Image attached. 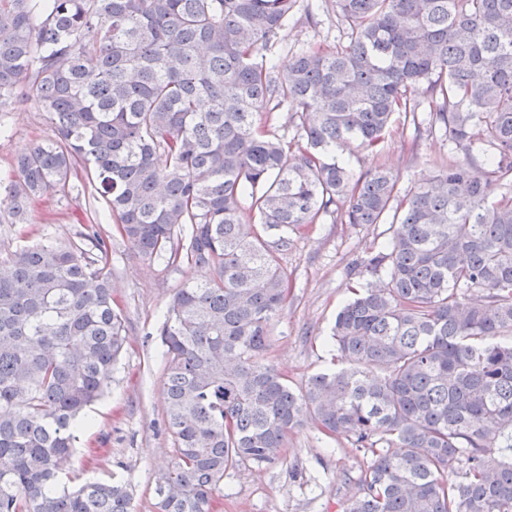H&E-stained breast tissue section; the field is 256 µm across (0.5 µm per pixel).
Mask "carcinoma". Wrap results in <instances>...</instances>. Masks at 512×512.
<instances>
[{
    "instance_id": "cac0c4a2",
    "label": "carcinoma",
    "mask_w": 512,
    "mask_h": 512,
    "mask_svg": "<svg viewBox=\"0 0 512 512\" xmlns=\"http://www.w3.org/2000/svg\"><path fill=\"white\" fill-rule=\"evenodd\" d=\"M297 5L0 0V112L24 83L53 127L15 160L7 223L81 169L141 260L211 270L158 330L157 512H214L226 471L278 462L309 421L372 456L339 512H512V196L488 193L512 180V0H331L347 42L279 76L257 56ZM419 94L455 156L398 202L396 176L346 156ZM283 103L294 151L262 121ZM391 210L328 337L340 367L291 386L269 350L292 233ZM80 238L0 256V512H134L125 482L60 478L127 336L110 240Z\"/></svg>"
}]
</instances>
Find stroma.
Wrapping results in <instances>:
<instances>
[{"label":"stroma","mask_w":512,"mask_h":512,"mask_svg":"<svg viewBox=\"0 0 512 512\" xmlns=\"http://www.w3.org/2000/svg\"><path fill=\"white\" fill-rule=\"evenodd\" d=\"M343 27L333 11L319 9L314 22L295 14L269 51L278 72H285L291 52L312 43H344ZM51 134L45 113L30 102L0 112V181L10 176L15 158ZM448 141L440 131L416 130L411 115L397 113L392 130L377 152L357 151L349 159L354 174L385 164L399 174L398 189L407 193L434 177L448 159ZM83 177H72L68 195L47 196L33 207L28 224H0V255L23 245L66 243L84 230L90 200ZM112 237L109 268L113 298L126 317L128 347L112 374L105 396L87 412L73 458L78 480L119 478L134 491V512H156L155 486L169 466L173 448L164 420L163 347L158 327L169 300L186 282L201 280L208 269L187 264L169 267L143 263L118 235L109 216L100 220ZM390 236L385 224H343L323 216L294 236L284 255L288 298L272 328L269 357L290 384L331 365L323 339L355 282L356 260ZM369 455L345 439L326 437L309 423L289 435L282 459L271 465L246 463L228 470L217 512H337V503L354 491L353 477Z\"/></svg>","instance_id":"1"}]
</instances>
